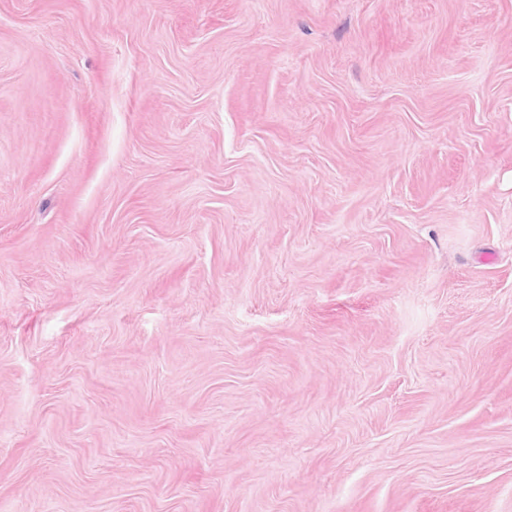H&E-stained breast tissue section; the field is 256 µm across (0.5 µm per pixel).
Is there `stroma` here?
<instances>
[{"mask_svg": "<svg viewBox=\"0 0 512 512\" xmlns=\"http://www.w3.org/2000/svg\"><path fill=\"white\" fill-rule=\"evenodd\" d=\"M0 512H512V0H0Z\"/></svg>", "mask_w": 512, "mask_h": 512, "instance_id": "obj_1", "label": "stroma"}]
</instances>
